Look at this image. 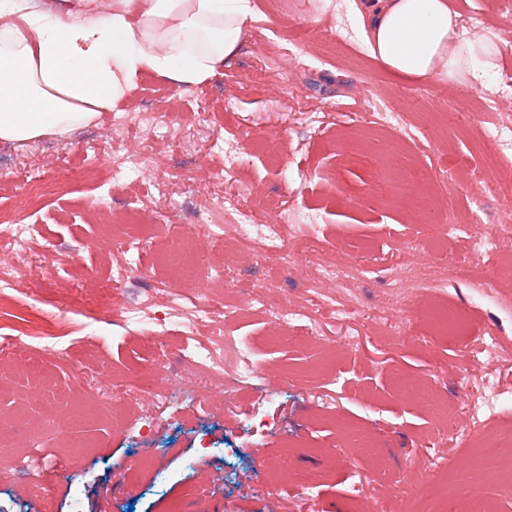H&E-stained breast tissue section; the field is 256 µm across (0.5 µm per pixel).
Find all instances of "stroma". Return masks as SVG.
<instances>
[{
    "label": "stroma",
    "instance_id": "stroma-1",
    "mask_svg": "<svg viewBox=\"0 0 512 512\" xmlns=\"http://www.w3.org/2000/svg\"><path fill=\"white\" fill-rule=\"evenodd\" d=\"M254 19L230 66L199 84L142 77L124 112L150 108L180 124L154 146L163 182L136 174L113 183L114 153L134 133L114 135L108 114L66 142L44 137L0 151V225L25 221L34 239L17 246L0 232V266L16 268L14 298L0 299V512H461L463 489L512 512V481L479 469L475 444L512 430V363L477 349L478 330L512 342V278L498 277L512 235L482 243L512 196L483 191L492 176L473 132L512 123V111L464 101L470 127L445 126L460 86L407 82L368 54L350 0H250ZM296 43L308 64L290 68ZM384 99L416 129L372 130L369 98ZM246 145L236 165L227 143ZM395 162L449 180L441 207L478 213L443 234L436 214L371 192ZM113 199L153 217L127 255L125 280L105 259L121 224L96 207ZM300 212L322 260L358 265L354 307L336 314V290L322 285L310 312L305 284L315 268L287 256L257 259L236 250L232 228L214 224L199 239L211 265L194 278L166 262L201 212L235 207L259 224ZM230 282L215 290V276ZM265 285L289 313L280 324L253 301ZM209 303L223 312L224 357L241 378L232 398L222 381L190 370L211 325L187 329L181 311ZM467 312L465 336L438 333L430 308ZM65 315L66 356L44 357L24 334ZM164 365L166 397L135 388ZM499 395L471 422L484 376ZM413 379L442 402L434 410L399 387ZM42 449L57 467L42 488L13 468L20 450Z\"/></svg>",
    "mask_w": 512,
    "mask_h": 512
}]
</instances>
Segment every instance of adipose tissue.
Returning a JSON list of instances; mask_svg holds the SVG:
<instances>
[{"label":"adipose tissue","mask_w":512,"mask_h":512,"mask_svg":"<svg viewBox=\"0 0 512 512\" xmlns=\"http://www.w3.org/2000/svg\"><path fill=\"white\" fill-rule=\"evenodd\" d=\"M370 55L395 76L484 86L502 53L466 35L448 0H365ZM247 0H0V141L69 140L114 110L147 74L214 77L248 30Z\"/></svg>","instance_id":"1"}]
</instances>
